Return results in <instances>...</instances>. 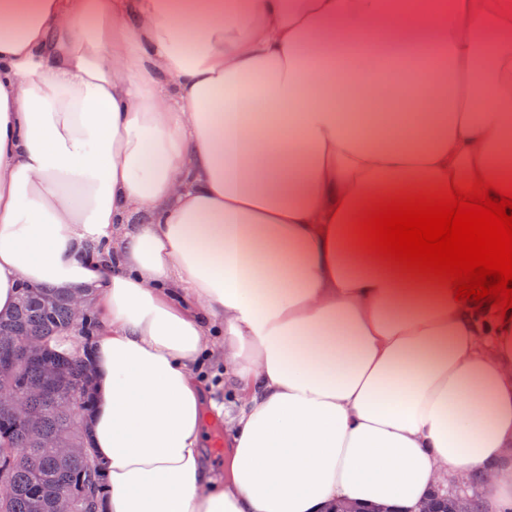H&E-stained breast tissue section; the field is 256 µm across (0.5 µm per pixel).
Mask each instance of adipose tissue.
Segmentation results:
<instances>
[{"instance_id": "1", "label": "adipose tissue", "mask_w": 512, "mask_h": 512, "mask_svg": "<svg viewBox=\"0 0 512 512\" xmlns=\"http://www.w3.org/2000/svg\"><path fill=\"white\" fill-rule=\"evenodd\" d=\"M419 50L391 113L380 62ZM479 177L512 184V0H0V314L91 296L107 512H415L451 475L512 512V319L355 232ZM201 377L204 379L207 389L209 390V397L216 401L218 405H224V417L217 418L213 423L210 430V444L208 446L209 458L213 462H218L221 458L220 452H217L215 449V456L213 455L211 442L219 436L223 439L222 448H224V425L226 426L229 416L234 412L236 399L232 396L227 385H225L224 389L223 364H206ZM217 425L218 427L216 428Z\"/></svg>"}]
</instances>
